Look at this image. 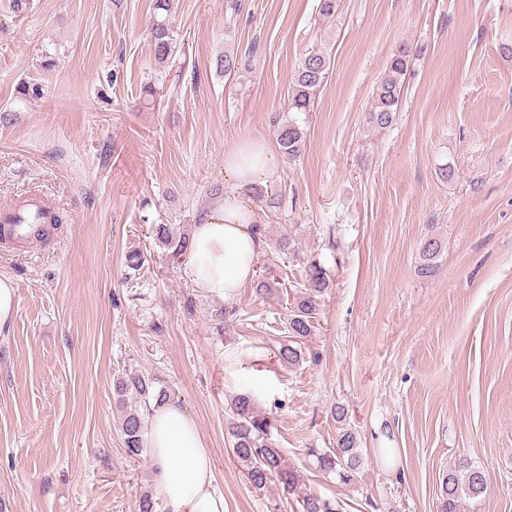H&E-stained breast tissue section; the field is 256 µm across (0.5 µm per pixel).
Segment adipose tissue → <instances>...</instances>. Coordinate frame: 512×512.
<instances>
[{
	"instance_id": "1",
	"label": "adipose tissue",
	"mask_w": 512,
	"mask_h": 512,
	"mask_svg": "<svg viewBox=\"0 0 512 512\" xmlns=\"http://www.w3.org/2000/svg\"><path fill=\"white\" fill-rule=\"evenodd\" d=\"M278 169L275 150L262 139L242 140L225 154L228 190L224 202L201 212L183 266L185 277L195 287L231 301L254 279L266 242L244 191L268 183ZM147 420L153 488L165 512H227L210 451L182 405L172 399L153 405Z\"/></svg>"
}]
</instances>
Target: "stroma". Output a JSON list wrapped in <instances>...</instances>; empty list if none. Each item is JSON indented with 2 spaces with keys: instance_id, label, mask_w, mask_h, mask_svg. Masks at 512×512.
Here are the masks:
<instances>
[{
  "instance_id": "obj_1",
  "label": "stroma",
  "mask_w": 512,
  "mask_h": 512,
  "mask_svg": "<svg viewBox=\"0 0 512 512\" xmlns=\"http://www.w3.org/2000/svg\"><path fill=\"white\" fill-rule=\"evenodd\" d=\"M152 4L0 0V207L38 194L66 218L45 242L0 245L17 288L0 330V506L136 512L152 463L127 456L113 391L136 371L198 425L228 512H300L306 494L341 512H440L462 457L487 479L462 512H512V0H338L331 17L320 0H174L166 68ZM404 48L396 119L371 127ZM228 49L244 65L233 77L216 69ZM313 49L331 66L297 116L304 150L265 187L277 207L258 208L257 270L276 289L250 283L225 303L149 227L188 233L223 203L225 154L275 141ZM431 237L443 248L423 277ZM135 249L146 262L130 279ZM313 261L330 286L288 367L277 351ZM243 392L272 420L295 491L255 490L233 456L226 424ZM346 428L364 458L347 484L315 458ZM442 251V242L436 238H428L420 251L418 273L427 277L433 275L438 269V258Z\"/></svg>"
}]
</instances>
